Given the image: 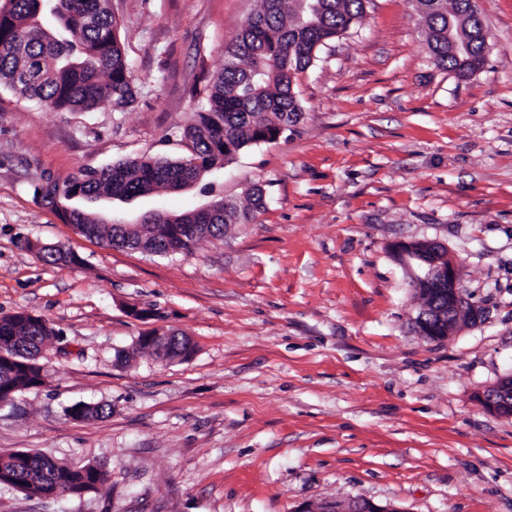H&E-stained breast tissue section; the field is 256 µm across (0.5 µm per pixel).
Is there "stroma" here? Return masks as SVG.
<instances>
[{
    "label": "stroma",
    "mask_w": 512,
    "mask_h": 512,
    "mask_svg": "<svg viewBox=\"0 0 512 512\" xmlns=\"http://www.w3.org/2000/svg\"><path fill=\"white\" fill-rule=\"evenodd\" d=\"M487 60L438 68L410 0L362 22L299 79L304 118L215 179L255 223L156 257L81 235L35 195L46 175L176 160L255 0H110L136 101L49 112L0 89V316L55 334L47 382L0 406V452L38 451L108 481L63 497L0 485V512H512V417L478 401L512 374V0H476ZM196 190L113 202L115 221L179 213ZM56 244L49 265L25 240ZM442 245L476 320L421 335L400 242ZM193 354L132 353L151 331ZM108 417L71 419L76 402ZM405 512L393 504L378 505L366 499H352L346 507H336V504L329 505L322 512Z\"/></svg>",
    "instance_id": "stroma-1"
}]
</instances>
